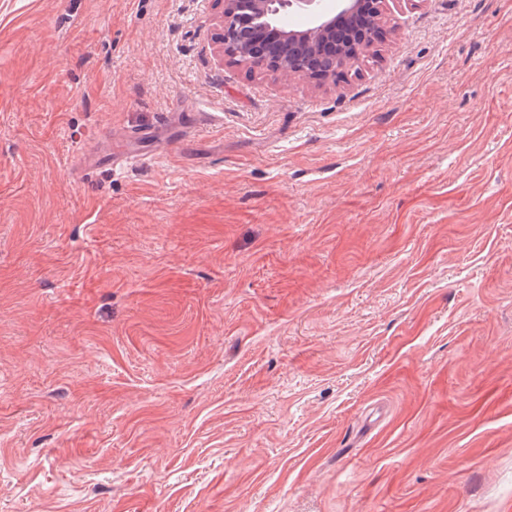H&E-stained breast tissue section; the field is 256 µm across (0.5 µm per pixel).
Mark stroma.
I'll return each instance as SVG.
<instances>
[{"mask_svg": "<svg viewBox=\"0 0 512 512\" xmlns=\"http://www.w3.org/2000/svg\"><path fill=\"white\" fill-rule=\"evenodd\" d=\"M214 13L0 0V512H512V0L334 88Z\"/></svg>", "mask_w": 512, "mask_h": 512, "instance_id": "35a3bbf8", "label": "stroma"}]
</instances>
